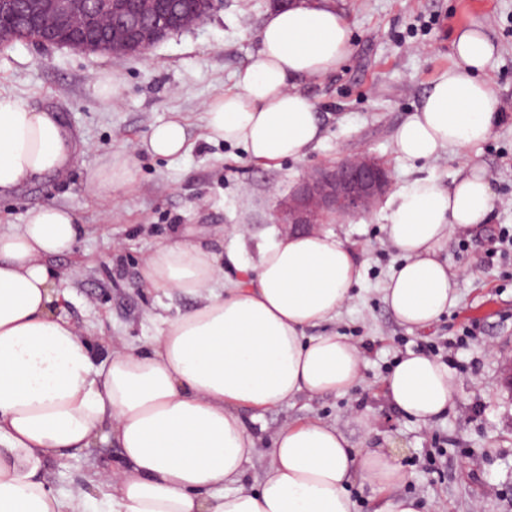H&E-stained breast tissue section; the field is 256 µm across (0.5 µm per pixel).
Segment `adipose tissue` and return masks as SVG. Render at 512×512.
<instances>
[{"label":"adipose tissue","instance_id":"1","mask_svg":"<svg viewBox=\"0 0 512 512\" xmlns=\"http://www.w3.org/2000/svg\"><path fill=\"white\" fill-rule=\"evenodd\" d=\"M452 50L453 65L398 129L401 159L478 145L502 119L484 74L496 44L471 24L456 29ZM350 51L351 26L336 0H299L269 13L234 89L206 104L208 140L243 146L265 166L304 157L323 129L296 82L336 72ZM141 149L182 156V120L153 127ZM76 160L73 136L53 113L0 95V197ZM133 178L131 158L117 153L88 187L109 195ZM492 200L479 166L447 187L425 178L397 191L386 232L404 260L384 292L402 324L430 327L456 304L457 274L441 251L451 229L488 223ZM83 231L72 210L55 205L30 210L26 223L0 225V512H357L355 484L377 501L375 512H421L418 499L388 495L406 480L396 456L354 446L315 418L283 425L272 437L269 470L247 483L258 447L242 409L344 393L360 379L359 346L311 333L335 318L359 282L354 252L336 233L276 231L252 261L201 242L158 244L144 260L143 281L199 303L162 318L144 345L103 356L62 312L63 280L43 263L71 251ZM383 392L424 425L453 399L447 365L416 351L398 361ZM103 441L121 450L116 472L93 491L58 494L49 464Z\"/></svg>","mask_w":512,"mask_h":512}]
</instances>
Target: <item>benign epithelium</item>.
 <instances>
[{
    "instance_id": "benign-epithelium-1",
    "label": "benign epithelium",
    "mask_w": 512,
    "mask_h": 512,
    "mask_svg": "<svg viewBox=\"0 0 512 512\" xmlns=\"http://www.w3.org/2000/svg\"><path fill=\"white\" fill-rule=\"evenodd\" d=\"M185 0H37L27 20L52 31L82 34L65 47L113 58L144 55L155 44L183 32ZM389 170L370 154L344 157L308 173L279 201L275 218L284 231L311 230L329 215L367 214L388 193Z\"/></svg>"
}]
</instances>
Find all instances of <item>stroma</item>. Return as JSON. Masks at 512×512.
I'll return each instance as SVG.
<instances>
[{
  "mask_svg": "<svg viewBox=\"0 0 512 512\" xmlns=\"http://www.w3.org/2000/svg\"><path fill=\"white\" fill-rule=\"evenodd\" d=\"M351 23L352 51L334 73L302 79L298 88L316 106L321 143L298 160L264 166L243 147L208 141L206 103L234 88L236 75L259 47L272 0H223L192 29L172 35L145 57L113 59L65 47L15 43L0 47V94L38 111L56 113L70 128L78 161L67 173L33 180L0 199V224L24 223L29 209L70 208L85 233L70 252L47 257L66 276L65 309L79 328L99 339L100 350L143 344L162 316L190 307L142 287L144 258L160 242L182 236L223 250L243 244L245 259L275 230L273 211L308 171L365 151L390 170L394 188L417 178L448 185L464 163L483 166L491 179V223L512 230V0H338ZM484 25L498 51L487 75L504 114L486 142L455 148L427 162L399 159L395 138L431 82L452 62L455 28ZM112 75L119 93L103 96ZM187 124L190 149L169 160L138 151L151 129L173 115ZM134 155V180L109 197L87 182L115 152ZM390 208L328 217L321 228L353 249L360 282L330 324L363 351L359 384L350 392L304 396L269 411L244 410L248 429L269 441L284 423L317 418L336 423L353 445L371 440L393 449L409 475L402 495L425 512H512V249L489 265L477 257L492 246L484 226L451 231L444 255L459 270L458 302L431 327L408 328L383 299L400 260L387 237ZM448 359L454 398L446 415L421 425L386 402L383 382L407 352ZM121 451L102 445L66 465L50 464V482L65 494L90 488L92 479L120 462Z\"/></svg>",
  "mask_w": 512,
  "mask_h": 512,
  "instance_id": "35a3bbf8",
  "label": "stroma"
}]
</instances>
